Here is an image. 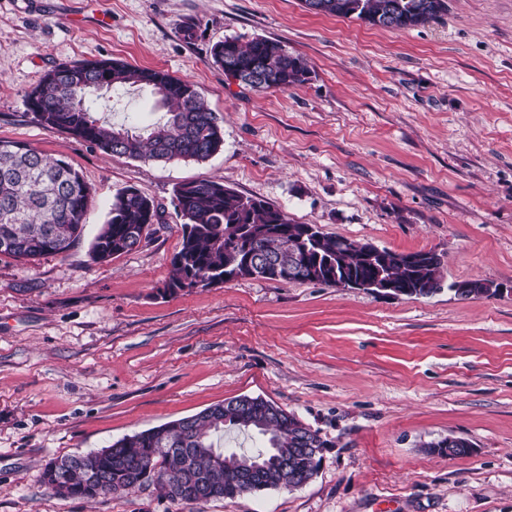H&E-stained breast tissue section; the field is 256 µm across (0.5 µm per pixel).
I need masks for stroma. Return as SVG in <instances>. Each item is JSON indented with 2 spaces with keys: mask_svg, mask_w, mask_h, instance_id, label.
Returning a JSON list of instances; mask_svg holds the SVG:
<instances>
[{
  "mask_svg": "<svg viewBox=\"0 0 512 512\" xmlns=\"http://www.w3.org/2000/svg\"><path fill=\"white\" fill-rule=\"evenodd\" d=\"M227 37L283 41L310 80L262 93L225 80L210 49ZM105 58L197 84L223 120L221 151L145 163L34 120L25 96L47 70ZM111 96L116 125L164 116L149 91ZM0 139L66 160L94 193L67 254L0 255V512H512V0H448L402 30L301 0H0ZM197 179L331 236L434 251L444 287L391 298L249 278L166 291L182 239L173 190ZM125 187L163 221L95 261ZM474 278L503 294L447 289ZM242 395L326 440L307 485L196 504L154 485L86 500L43 481L50 459ZM447 437L471 453L448 456Z\"/></svg>",
  "mask_w": 512,
  "mask_h": 512,
  "instance_id": "1",
  "label": "stroma"
}]
</instances>
